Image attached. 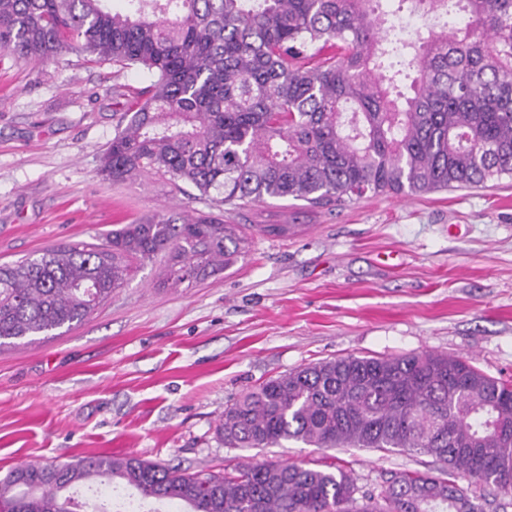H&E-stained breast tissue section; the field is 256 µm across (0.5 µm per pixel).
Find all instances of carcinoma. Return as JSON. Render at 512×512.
<instances>
[{
  "label": "carcinoma",
  "instance_id": "carcinoma-1",
  "mask_svg": "<svg viewBox=\"0 0 512 512\" xmlns=\"http://www.w3.org/2000/svg\"><path fill=\"white\" fill-rule=\"evenodd\" d=\"M0 0V50L34 63L77 47L144 74L99 172L160 173L197 199L312 207L512 178V0ZM422 22L405 33L403 11ZM466 17L462 26L453 23ZM244 226L201 213L123 224L97 246L0 265V347L82 323L146 261L189 285L244 257ZM233 448L282 440L413 452L445 465L398 471L356 498L350 473L289 461L224 473L88 454L0 479V512H94L134 490L184 512H483L512 499V380L436 352L348 355L271 377L224 408ZM461 476L479 489L467 494Z\"/></svg>",
  "mask_w": 512,
  "mask_h": 512
}]
</instances>
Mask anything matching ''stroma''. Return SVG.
<instances>
[{
    "label": "stroma",
    "instance_id": "obj_1",
    "mask_svg": "<svg viewBox=\"0 0 512 512\" xmlns=\"http://www.w3.org/2000/svg\"><path fill=\"white\" fill-rule=\"evenodd\" d=\"M142 76L67 50L36 65L0 51V264L98 244L112 228L209 211L168 177L98 173ZM249 255L196 284L145 263L80 325L0 349V478L90 453L222 471L257 460L350 471L360 490L427 455L284 441L231 448L216 427L259 382L347 355L434 351L512 379V179L313 208L269 199L231 214ZM287 224V237L258 234Z\"/></svg>",
    "mask_w": 512,
    "mask_h": 512
}]
</instances>
